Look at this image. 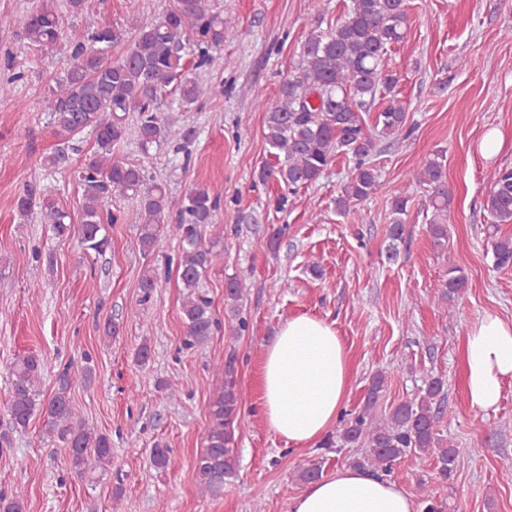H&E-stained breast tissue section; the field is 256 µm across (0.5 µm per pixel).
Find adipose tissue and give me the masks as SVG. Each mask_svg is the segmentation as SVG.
<instances>
[{"label": "adipose tissue", "mask_w": 512, "mask_h": 512, "mask_svg": "<svg viewBox=\"0 0 512 512\" xmlns=\"http://www.w3.org/2000/svg\"><path fill=\"white\" fill-rule=\"evenodd\" d=\"M471 406H497L512 378V324L488 314L474 322L464 348ZM348 387L343 343L333 324L301 314L289 318L264 352L259 414L287 444L303 447L338 420ZM412 496L397 482L350 466L310 483L290 512H415Z\"/></svg>", "instance_id": "ef3b65f1"}]
</instances>
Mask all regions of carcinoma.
<instances>
[{"mask_svg":"<svg viewBox=\"0 0 512 512\" xmlns=\"http://www.w3.org/2000/svg\"><path fill=\"white\" fill-rule=\"evenodd\" d=\"M18 25L27 40L20 47L22 54L54 50L63 39L62 12L57 8L42 5L22 15ZM128 30L133 43L115 59L112 47L123 40L124 33L113 26L103 25L87 37L69 42L70 67L44 100L55 133L63 137L44 165L66 168L69 152L75 150L74 137L85 131L95 134L96 150L76 175L83 200L79 222L57 206L51 189L42 187L36 179L27 184L16 205L26 212L41 200L45 221L55 237H76L85 249L101 253L108 246L104 225L119 219L108 205L114 198L135 199L140 244L148 255L156 249L170 207L167 190L161 183L150 182L141 165L113 158L112 150L127 138V115L131 112L137 113L134 130L145 153L186 138L177 121L162 111V99L177 92L182 102L191 105L218 92L195 79L182 82L180 76L188 56L196 70L211 66V51L233 38V26L211 8L209 0H173L159 18H132ZM407 31L405 0H351L336 26L313 31L307 37L295 68L280 84L276 101L265 106L263 136L274 162L263 166L258 178L288 188V194L276 197V209H285L288 195L315 184L333 159L341 155L352 160L353 168L337 198L340 209L357 213L361 204L380 189L379 175L371 161L375 138L367 131L362 113L369 111L377 98L387 97L389 105L376 117L378 136L394 142L402 136L406 113L394 92L398 79L387 70V55L405 39ZM415 180L428 192L433 245L443 247L448 241L452 200L443 157L437 154L426 159L415 172ZM488 183L486 208L494 223L512 224V168L491 170ZM218 199L207 188L193 189L182 202L175 224L181 240L178 274L187 290L183 314L190 346L205 343L217 327L211 300L199 288L207 270L220 260V254L202 242V229L215 224ZM407 205L408 199L393 197L394 219L389 228L392 257L403 240L402 215ZM493 254L497 266H512V238L494 243ZM158 287L160 281L154 270L147 269L140 280L142 301H147ZM465 288V276L451 268L439 298L451 308ZM245 290L244 283L236 278L229 279L224 289V303L238 318V332L247 329L246 320L239 317ZM42 372V360L35 354L13 363L6 404L11 423L24 428L35 411H42L47 417V436L57 432L66 440L71 468L84 479L94 466L111 461V440L74 420L70 367L58 374L57 389L46 401L40 399ZM384 384L385 375L376 373L361 409L341 420L340 437L365 449L358 465L389 472L402 459L418 462L430 458L441 479H450L462 449L448 445L437 429L443 410V380L427 379L418 396L398 403L379 420L373 411ZM238 413V391L234 382L226 379L210 405L206 446L197 461V485L203 492H220L224 481L236 475L232 445Z\"/></svg>","mask_w":512,"mask_h":512,"instance_id":"obj_1","label":"carcinoma"}]
</instances>
